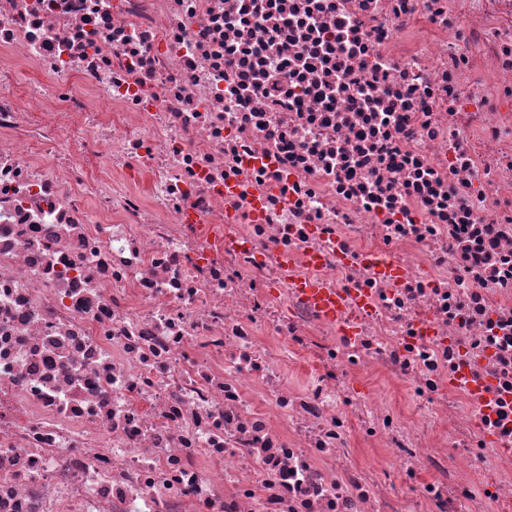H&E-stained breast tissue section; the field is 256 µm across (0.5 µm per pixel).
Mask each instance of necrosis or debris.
Returning <instances> with one entry per match:
<instances>
[{"label": "necrosis or debris", "mask_w": 512, "mask_h": 512, "mask_svg": "<svg viewBox=\"0 0 512 512\" xmlns=\"http://www.w3.org/2000/svg\"><path fill=\"white\" fill-rule=\"evenodd\" d=\"M491 505L512 0H0V512Z\"/></svg>", "instance_id": "obj_1"}]
</instances>
